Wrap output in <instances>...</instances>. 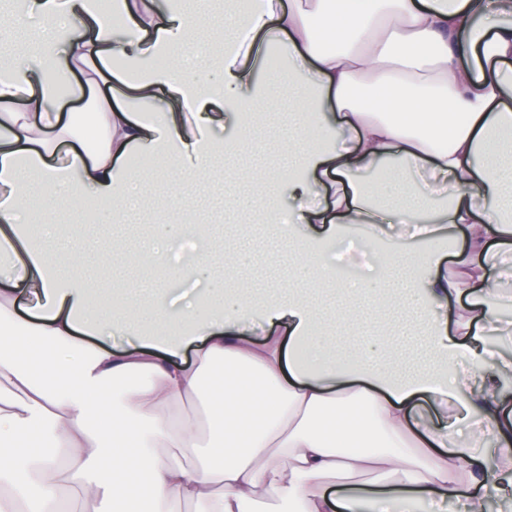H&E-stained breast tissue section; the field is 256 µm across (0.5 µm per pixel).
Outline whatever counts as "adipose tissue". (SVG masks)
Listing matches in <instances>:
<instances>
[{
  "instance_id": "1",
  "label": "adipose tissue",
  "mask_w": 512,
  "mask_h": 512,
  "mask_svg": "<svg viewBox=\"0 0 512 512\" xmlns=\"http://www.w3.org/2000/svg\"><path fill=\"white\" fill-rule=\"evenodd\" d=\"M182 3L23 0L16 10L0 0L14 27L0 29L10 57L0 66V256L12 272L0 289V512H69L73 487L90 512L138 502L151 512H418L426 498L469 508L481 495L512 512V356L481 336L512 334L500 280L487 274L512 252V169L495 162L512 152V0H235L244 49L205 26L209 0L194 15ZM109 13L125 19L122 32ZM193 38L221 83L180 63ZM271 44L276 73L262 63ZM112 60L117 92L96 98L102 136L86 147L63 106ZM274 84L294 106V159L288 207L268 210L295 242L297 270L336 279L340 291L373 293L404 269L435 358L414 378H395L382 357L394 341L383 323L349 355L312 346L321 318L284 282L263 306L228 291L222 311L201 317L205 254L161 227L137 249L197 291L168 307L145 302L148 316L177 315L176 334L160 341L128 319L142 300L135 291L118 298L112 320L94 317L83 278L56 277L47 237L31 233L26 174L39 177L49 209L90 200L115 214L130 188L148 190L127 165L137 151L207 185L210 157L241 149L273 109ZM217 126L230 137H211ZM388 162L424 191L380 205L387 178L357 175ZM365 224L418 225L426 249L397 253ZM452 228L463 248L449 245ZM356 241L380 262L353 282L336 245ZM257 323L259 344L249 338ZM116 327L128 349L88 346ZM424 396L436 421L413 413ZM191 398L209 409L210 444L188 467L164 451L198 448L196 426L159 410ZM471 419L475 443L458 434Z\"/></svg>"
}]
</instances>
